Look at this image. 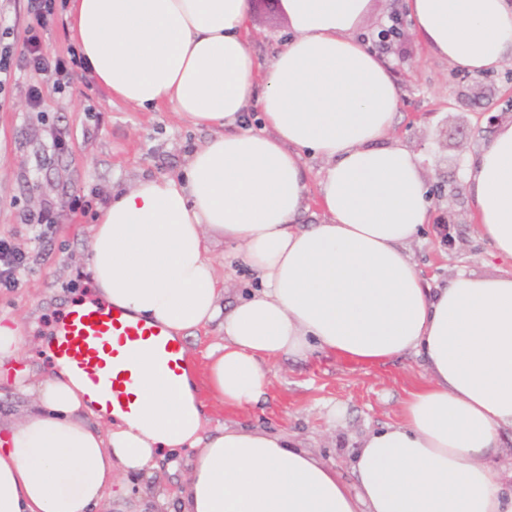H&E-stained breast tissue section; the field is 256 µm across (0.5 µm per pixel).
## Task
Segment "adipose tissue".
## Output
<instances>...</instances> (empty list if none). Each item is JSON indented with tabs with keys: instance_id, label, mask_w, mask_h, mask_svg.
I'll use <instances>...</instances> for the list:
<instances>
[{
	"instance_id": "ef3b65f1",
	"label": "adipose tissue",
	"mask_w": 512,
	"mask_h": 512,
	"mask_svg": "<svg viewBox=\"0 0 512 512\" xmlns=\"http://www.w3.org/2000/svg\"><path fill=\"white\" fill-rule=\"evenodd\" d=\"M290 38L269 67L247 37L251 0H70L68 30L114 98L165 106L215 134L179 177L112 192L87 267L107 304L174 336L218 325L207 353L215 397L259 402L268 365L313 353L383 365L425 359L429 381L401 420L367 435L355 485L280 434L219 425L183 376L162 384L134 357L140 413L101 423L66 365L32 381L26 413L0 432V512H95L118 474H152L162 451L196 448L181 512H512L493 458L512 430V120L469 156L477 230L504 266L427 285L405 246L430 214L416 158L388 144L400 89L356 37L373 0H278ZM439 57L480 75L512 61V0H406ZM259 113L253 128L249 115ZM327 163L322 221L305 227L302 151ZM221 235L261 284L225 302L210 255Z\"/></svg>"
}]
</instances>
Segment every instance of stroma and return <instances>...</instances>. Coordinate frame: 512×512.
Segmentation results:
<instances>
[{
    "label": "stroma",
    "mask_w": 512,
    "mask_h": 512,
    "mask_svg": "<svg viewBox=\"0 0 512 512\" xmlns=\"http://www.w3.org/2000/svg\"><path fill=\"white\" fill-rule=\"evenodd\" d=\"M404 35L384 52L401 90L393 139L418 158L427 188L430 221L407 251L426 282L435 285L465 269L496 273L499 263L475 230L464 192L469 154L490 132L483 114L512 119V61L500 70L474 76L434 55L403 23ZM251 44L261 64H269L287 36V23L277 0H253ZM29 75L12 82L9 106L0 109V235L15 237L28 253L21 284L0 288V315L22 327L20 368L38 376L52 373L50 342L57 323L71 308L95 297L86 270L93 211L69 212L49 227L27 223L25 216L44 203L67 208L74 197L94 208L113 188L141 176L183 174L190 154L209 136L166 109L143 108L113 99L102 85L83 96V81L53 92V76H45L40 110L27 103ZM64 133L65 151H54L52 132ZM211 255L226 293L225 300L249 296L258 283L249 264L230 254L223 237H215ZM265 401L241 408L208 406L212 420L284 434L296 447L336 467L354 483L350 453L370 432L400 419L408 393L426 383L421 358L409 355L385 366L352 363L323 354L302 361L284 357L273 363ZM340 415L329 421L328 409ZM186 467H160L152 478L118 475L109 497L96 512H151L148 484L176 491Z\"/></svg>",
    "instance_id": "1"
}]
</instances>
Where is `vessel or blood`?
Here are the masks:
<instances>
[{"mask_svg":"<svg viewBox=\"0 0 512 512\" xmlns=\"http://www.w3.org/2000/svg\"><path fill=\"white\" fill-rule=\"evenodd\" d=\"M142 351L151 355L167 384L178 385L187 363L181 342L172 339L163 325L92 301L68 315L54 338L52 353L86 381L106 412L133 414L139 376L131 357Z\"/></svg>","mask_w":512,"mask_h":512,"instance_id":"obj_1","label":"vessel or blood"}]
</instances>
